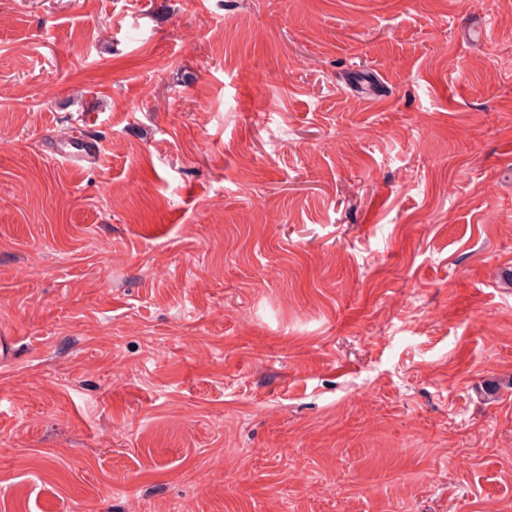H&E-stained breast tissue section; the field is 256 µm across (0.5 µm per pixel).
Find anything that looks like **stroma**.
Instances as JSON below:
<instances>
[{
	"label": "stroma",
	"instance_id": "35a3bbf8",
	"mask_svg": "<svg viewBox=\"0 0 512 512\" xmlns=\"http://www.w3.org/2000/svg\"><path fill=\"white\" fill-rule=\"evenodd\" d=\"M510 271L512 0H0V512H512ZM52 155L65 162L75 164V161L81 160L88 163H94L97 160V153L92 142L83 137H69L68 144L65 146H52Z\"/></svg>",
	"mask_w": 512,
	"mask_h": 512
}]
</instances>
